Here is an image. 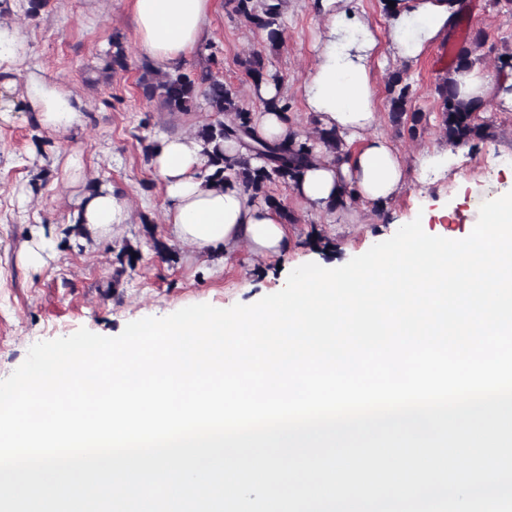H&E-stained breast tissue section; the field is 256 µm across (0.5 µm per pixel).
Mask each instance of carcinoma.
<instances>
[{
  "label": "carcinoma",
  "mask_w": 512,
  "mask_h": 512,
  "mask_svg": "<svg viewBox=\"0 0 512 512\" xmlns=\"http://www.w3.org/2000/svg\"><path fill=\"white\" fill-rule=\"evenodd\" d=\"M229 12L245 19L249 26L266 35L274 45L281 39V24L284 0H226ZM484 45L479 34L470 33L456 49L449 69L456 71L473 65L472 55ZM106 69L115 71L128 68V57L122 43L117 39L108 41L104 51ZM211 60L199 70L184 73L178 69L162 72L151 62L142 61L140 84L144 96L156 99L168 112L200 111L209 113V118L199 124L194 136L205 145L212 146L209 165L213 173L208 179L217 183H233L249 192L252 197L280 210L285 222L293 224L296 217L271 195L268 188L277 183H295L304 169L311 163L327 157L338 158L349 154V147L334 131L316 128L315 135L308 136L289 128L288 137L270 142L260 137L253 124L252 113L240 104L238 89L224 81L215 70ZM246 77L259 87L269 82H280L278 74L270 73L262 52L253 51L242 63ZM411 83L404 71L391 75L388 83L389 118L398 126L408 127L416 133L421 120L420 113L408 109ZM442 102V134L452 145H467L494 137L493 127L479 115L478 105L459 98L450 78H444L436 87ZM234 140L245 154L224 160V142Z\"/></svg>",
  "instance_id": "obj_1"
}]
</instances>
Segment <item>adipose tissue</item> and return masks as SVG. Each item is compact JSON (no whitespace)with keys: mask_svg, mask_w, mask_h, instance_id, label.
<instances>
[{"mask_svg":"<svg viewBox=\"0 0 512 512\" xmlns=\"http://www.w3.org/2000/svg\"><path fill=\"white\" fill-rule=\"evenodd\" d=\"M348 2L315 0L323 24L315 62L302 81L305 111L316 116L319 127L353 145L348 159L314 163L294 185V192L318 210L328 209L348 189L362 204H384L400 197L407 184L399 154L374 133L379 111L372 57L381 42ZM214 9L215 0H131L137 42L157 66L174 64L199 45ZM460 9V0H394L383 42L388 54L404 63L418 60L448 38ZM450 78L460 98L512 103V76L504 79L474 65ZM22 109L33 112L39 127L57 133L82 117L67 91L35 76L21 97L0 95V120ZM208 159V148L189 134L164 138L153 154L151 167L164 190L163 220L170 236L209 255L228 254L242 245L263 257L286 254L291 242L279 212L251 200L238 186L206 184ZM129 218L125 201L110 188L87 196L74 215L93 239L110 237L113 226Z\"/></svg>","mask_w":512,"mask_h":512,"instance_id":"1","label":"adipose tissue"}]
</instances>
